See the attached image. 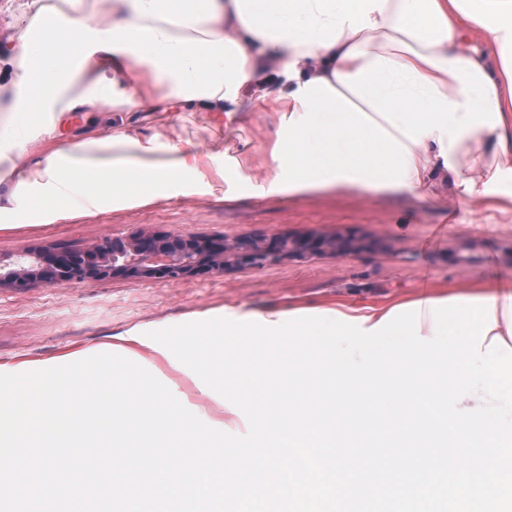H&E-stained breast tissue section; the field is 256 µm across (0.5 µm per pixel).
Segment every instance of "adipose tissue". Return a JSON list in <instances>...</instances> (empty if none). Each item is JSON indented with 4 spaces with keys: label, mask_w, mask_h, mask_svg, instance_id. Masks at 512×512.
I'll list each match as a JSON object with an SVG mask.
<instances>
[{
    "label": "adipose tissue",
    "mask_w": 512,
    "mask_h": 512,
    "mask_svg": "<svg viewBox=\"0 0 512 512\" xmlns=\"http://www.w3.org/2000/svg\"><path fill=\"white\" fill-rule=\"evenodd\" d=\"M25 7L40 39L17 48L0 228L23 212L56 224L207 188L189 145L126 123L64 140L72 113L141 110L151 83L169 88L164 123L188 106L230 122L276 97L281 193L426 200L442 184L471 211H512V0H111L103 25L44 0ZM271 65L287 86L273 88ZM467 295L494 299L493 332L512 347V289Z\"/></svg>",
    "instance_id": "ef3b65f1"
}]
</instances>
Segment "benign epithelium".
I'll return each instance as SVG.
<instances>
[{
  "label": "benign epithelium",
  "mask_w": 512,
  "mask_h": 512,
  "mask_svg": "<svg viewBox=\"0 0 512 512\" xmlns=\"http://www.w3.org/2000/svg\"><path fill=\"white\" fill-rule=\"evenodd\" d=\"M325 246L323 239L305 240L288 249L280 237L230 243L222 236L137 231L108 239L91 251L24 250L15 267L0 268V288H25L36 281L81 285L111 276L177 282L222 271L231 260L257 267L292 255H317Z\"/></svg>",
  "instance_id": "1"
}]
</instances>
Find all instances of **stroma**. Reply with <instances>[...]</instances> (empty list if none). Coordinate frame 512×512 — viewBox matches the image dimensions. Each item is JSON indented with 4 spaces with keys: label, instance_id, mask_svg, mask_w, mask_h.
Instances as JSON below:
<instances>
[{
    "label": "stroma",
    "instance_id": "35a3bbf8",
    "mask_svg": "<svg viewBox=\"0 0 512 512\" xmlns=\"http://www.w3.org/2000/svg\"><path fill=\"white\" fill-rule=\"evenodd\" d=\"M25 0H0V105L17 94L11 52L29 30ZM279 110L257 100L238 115L235 132L192 108L172 124L138 125L141 134L194 145L211 189L155 204L107 210L61 224H21L0 230V261L22 250H92L140 229L160 234L244 238L351 239L358 247L259 267L230 264L224 272L175 283L106 278L81 286L37 282L0 288V372L20 373L70 353L99 354L126 345L133 359L165 384L207 425L230 422L245 435L244 414L229 416L214 390L197 384L176 358L143 351L121 335L196 321L206 313L233 317L244 310L335 307L344 300L382 305L425 293L447 295L476 283L512 288V212L473 213L450 190L436 199L411 194L289 196L271 188L269 151Z\"/></svg>",
    "mask_w": 512,
    "mask_h": 512
}]
</instances>
